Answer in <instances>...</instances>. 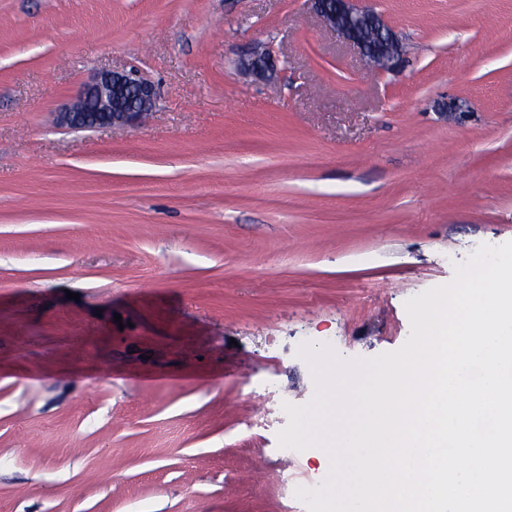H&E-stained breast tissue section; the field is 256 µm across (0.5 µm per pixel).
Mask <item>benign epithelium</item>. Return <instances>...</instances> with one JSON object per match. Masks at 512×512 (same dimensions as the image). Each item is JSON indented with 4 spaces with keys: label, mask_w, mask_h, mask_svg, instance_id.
Masks as SVG:
<instances>
[{
    "label": "benign epithelium",
    "mask_w": 512,
    "mask_h": 512,
    "mask_svg": "<svg viewBox=\"0 0 512 512\" xmlns=\"http://www.w3.org/2000/svg\"><path fill=\"white\" fill-rule=\"evenodd\" d=\"M311 10L330 33L351 45L367 64L389 71L403 55V45L384 16L367 0H309ZM241 72L266 79L274 72L272 52L256 48L238 62ZM154 85L135 71L104 70L61 113L71 128L136 129L155 108Z\"/></svg>",
    "instance_id": "benign-epithelium-1"
}]
</instances>
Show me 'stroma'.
Segmentation results:
<instances>
[{"instance_id":"1","label":"stroma","mask_w":512,"mask_h":512,"mask_svg":"<svg viewBox=\"0 0 512 512\" xmlns=\"http://www.w3.org/2000/svg\"><path fill=\"white\" fill-rule=\"evenodd\" d=\"M374 6L390 73L306 0H0V512H307L298 347L397 350L408 299L512 241V0ZM112 68L151 120L60 125ZM273 62L272 52L268 48L260 47L241 58L238 68L256 79H267L275 71Z\"/></svg>"}]
</instances>
